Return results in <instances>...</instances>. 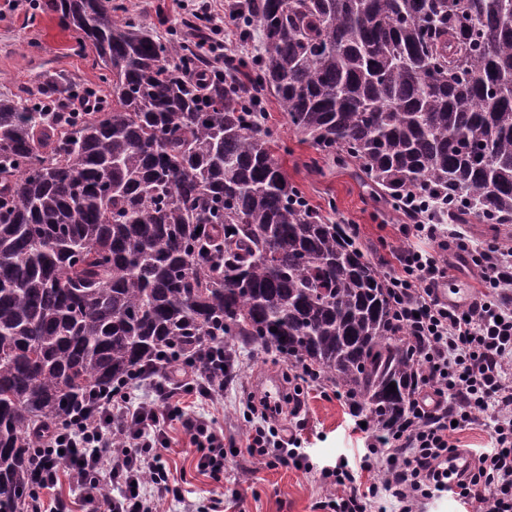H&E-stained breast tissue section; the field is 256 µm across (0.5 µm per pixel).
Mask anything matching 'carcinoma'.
I'll return each mask as SVG.
<instances>
[{"mask_svg": "<svg viewBox=\"0 0 512 512\" xmlns=\"http://www.w3.org/2000/svg\"><path fill=\"white\" fill-rule=\"evenodd\" d=\"M89 42L112 101L73 87L0 98V512L95 390L164 346L224 337L313 371L375 427L408 413L419 352L386 261L309 206L262 102L117 0H47ZM240 60L288 125L392 202L447 198L457 224L512 222V0H246ZM396 385L390 392L389 384Z\"/></svg>", "mask_w": 512, "mask_h": 512, "instance_id": "cac0c4a2", "label": "carcinoma"}]
</instances>
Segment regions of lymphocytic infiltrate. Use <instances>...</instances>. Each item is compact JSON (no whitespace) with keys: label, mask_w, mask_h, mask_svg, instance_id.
I'll use <instances>...</instances> for the list:
<instances>
[{"label":"lymphocytic infiltrate","mask_w":512,"mask_h":512,"mask_svg":"<svg viewBox=\"0 0 512 512\" xmlns=\"http://www.w3.org/2000/svg\"><path fill=\"white\" fill-rule=\"evenodd\" d=\"M412 223L405 235L430 241L427 249L399 252L387 273L398 325L419 347L420 366L405 420L374 435L369 456L383 459L369 486L357 485L347 463L323 468L331 512H368L379 493L390 494L399 512H419L423 502L447 492L449 478L471 512H512V249L471 244L462 232H441L428 206L405 203ZM455 246V259L439 251ZM468 266L488 297L451 306L440 296L460 266ZM179 380L168 386L133 373L113 383L92 405L72 410L67 429L32 460L37 488L27 512H163L178 497L162 458L168 445L165 424L175 421L189 435L198 471L217 477L224 471V438L207 420L190 412L183 397L211 402L224 398V339L212 337L198 359L181 362ZM151 386L150 397L132 403L131 393ZM490 422L492 448L460 472L449 469L461 451L453 428ZM246 451L261 467L305 469L309 462L296 434L278 426H250ZM116 493H99L101 480ZM68 483L82 493L75 501L58 495Z\"/></svg>","instance_id":"lymphocytic-infiltrate-1"}]
</instances>
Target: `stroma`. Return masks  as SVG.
I'll return each mask as SVG.
<instances>
[{
	"instance_id": "1",
	"label": "stroma",
	"mask_w": 512,
	"mask_h": 512,
	"mask_svg": "<svg viewBox=\"0 0 512 512\" xmlns=\"http://www.w3.org/2000/svg\"><path fill=\"white\" fill-rule=\"evenodd\" d=\"M128 16L166 33L186 14L175 0H123ZM91 44H79L74 32L65 30L55 14L30 7L19 0L11 8L0 0V97L29 98L50 80L63 78L76 84L79 93L95 91L107 97L110 88L101 80ZM264 126L270 132L277 157L288 179L305 192L311 204L327 208L333 222L349 225L363 248L373 257L388 258L411 244L401 231L402 215L381 200L352 164L337 156L320 155L301 135L289 129L274 98L264 104ZM238 378L224 389V400L212 403L187 398L186 403L225 438L241 439L248 424L243 417L250 403L259 401L264 378L281 377L289 364L253 348L239 352ZM300 404L287 419L291 432L313 465L312 471L293 468H255L250 457L228 455L220 479L202 474L195 467V452L178 422L166 425L169 449L164 458L181 490L169 501L166 512H184L193 503L198 512H322L320 504L330 493L320 472L348 462L359 482L367 483L371 472L359 471L369 438L357 430L349 403L326 382H302ZM240 498H233V490Z\"/></svg>"
}]
</instances>
